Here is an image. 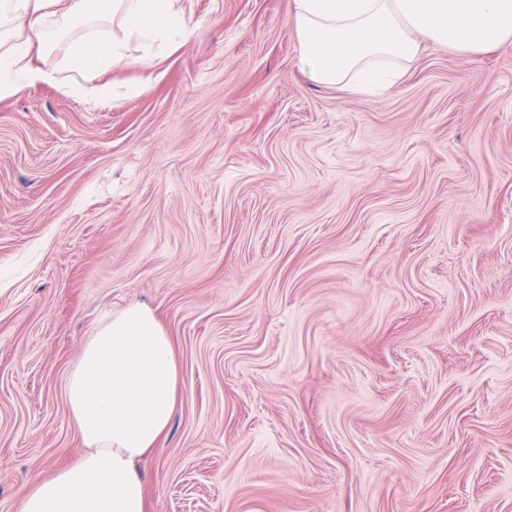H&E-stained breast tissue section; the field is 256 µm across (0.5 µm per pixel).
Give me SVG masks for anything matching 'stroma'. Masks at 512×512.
<instances>
[{
	"label": "stroma",
	"mask_w": 512,
	"mask_h": 512,
	"mask_svg": "<svg viewBox=\"0 0 512 512\" xmlns=\"http://www.w3.org/2000/svg\"><path fill=\"white\" fill-rule=\"evenodd\" d=\"M179 7L110 99L57 51L0 100V512L84 452L65 380L133 303L179 369L146 512H512V42L343 96L292 0Z\"/></svg>",
	"instance_id": "35a3bbf8"
}]
</instances>
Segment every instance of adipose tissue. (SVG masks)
<instances>
[{
  "mask_svg": "<svg viewBox=\"0 0 512 512\" xmlns=\"http://www.w3.org/2000/svg\"><path fill=\"white\" fill-rule=\"evenodd\" d=\"M177 0H0V99L54 81L36 60L55 38L46 21L95 12L117 21L70 41L64 65L101 75L129 61L128 41L184 46L190 22ZM303 74L337 92L381 95L403 79L422 43L461 56L512 41V0H293ZM173 344L156 312L114 311L84 345L65 396L87 451L48 478L34 477L21 512H145L136 464L167 432L177 402Z\"/></svg>",
  "mask_w": 512,
  "mask_h": 512,
  "instance_id": "obj_1",
  "label": "adipose tissue"
}]
</instances>
